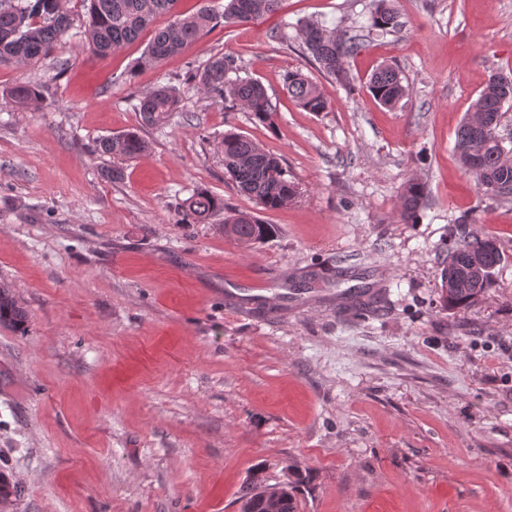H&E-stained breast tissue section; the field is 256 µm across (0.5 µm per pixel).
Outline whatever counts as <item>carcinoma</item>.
<instances>
[{
  "instance_id": "1",
  "label": "carcinoma",
  "mask_w": 512,
  "mask_h": 512,
  "mask_svg": "<svg viewBox=\"0 0 512 512\" xmlns=\"http://www.w3.org/2000/svg\"><path fill=\"white\" fill-rule=\"evenodd\" d=\"M87 21L84 37L94 54L106 59L112 52L136 41L155 19L170 14L174 19L157 29L147 45L141 64L156 66L179 56L199 41L202 35L218 22L230 26L250 24L273 12L280 0H227L224 11L215 12L208 6L191 14L175 11L178 0H84ZM372 23L383 32L401 26L389 0H372ZM303 50L310 54L318 71L327 79L347 86L350 73L347 59L359 49V44L336 34V31L310 20L296 23ZM73 19L65 0H0V63L32 65L45 60L62 48L71 38ZM239 70L231 56H216L207 61L195 74L197 88L205 95L224 103L231 112L240 107L252 119L271 123L276 112L266 88L257 80L231 78ZM288 95L306 112H325L330 101L320 86L299 71L285 77ZM372 97L386 108L396 106L406 95L402 72L386 65L376 69L368 82ZM512 95V86L504 88L489 76L472 106V114L459 126L456 150L462 165L474 177L483 193L491 198L504 196L492 184L512 186V152L505 150L488 133L483 120L502 121L505 94ZM11 97L18 104L38 105L43 100L42 87L23 82L14 86ZM179 90L158 85L138 99L135 109L142 125H163L177 108ZM224 169L234 188L265 209H279L288 205L296 195L295 182L289 177L281 157L266 151L259 143L241 133H228L222 142ZM149 143L136 131H126L98 141L96 150L103 155H119L134 160L147 153ZM425 187L410 180L401 193L400 218L409 224L416 220L424 206ZM224 208V202L208 191L197 189L181 203L185 224H200L214 212ZM274 224H266L252 214L232 212L224 218V233L241 244L253 245L276 235ZM490 241L460 226L448 241V254L441 272L440 307L452 311L465 309L476 303L492 283L493 270L500 265L499 247L484 248ZM368 292L351 295L350 308L355 316L366 319L378 313L377 307L363 300ZM26 319L25 311L16 304L10 290L0 287V324L16 326ZM306 483V475L298 465L286 467L282 489L288 492L286 512H298V496ZM267 484L263 469L253 468L238 496L240 512H263L258 489Z\"/></svg>"
}]
</instances>
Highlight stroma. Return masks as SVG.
I'll list each match as a JSON object with an SVG mask.
<instances>
[{"label": "stroma", "mask_w": 512, "mask_h": 512, "mask_svg": "<svg viewBox=\"0 0 512 512\" xmlns=\"http://www.w3.org/2000/svg\"><path fill=\"white\" fill-rule=\"evenodd\" d=\"M393 6L392 35L370 29L371 0H282L152 68L137 61L164 15L104 60L80 35L59 59L0 64V287L28 316L0 325V477L14 489L0 512H238L253 466L275 484L293 463L311 476L298 512H512V198L483 195L455 150L488 77L512 74V0ZM300 19L362 30L350 87L302 54ZM220 54L263 83L272 124L198 91ZM383 65L410 88L391 109L367 89ZM293 70L327 111L289 98ZM28 80L44 87L35 108L9 96ZM159 84L179 107L142 126L137 99ZM133 129L144 157L95 152ZM228 132L283 158L286 208L233 188ZM412 179L426 204L406 224ZM197 188L277 235L240 245L223 211L182 223ZM465 215L503 260L478 304L445 311L442 260ZM358 288L383 295L378 316L338 310ZM288 95L304 111L325 112L330 106V101L323 93L320 86L299 71L290 72L285 77ZM425 187L415 179L410 180L403 188L401 193V212L400 218L405 223H414L417 214L424 206Z\"/></svg>", "instance_id": "stroma-1"}]
</instances>
